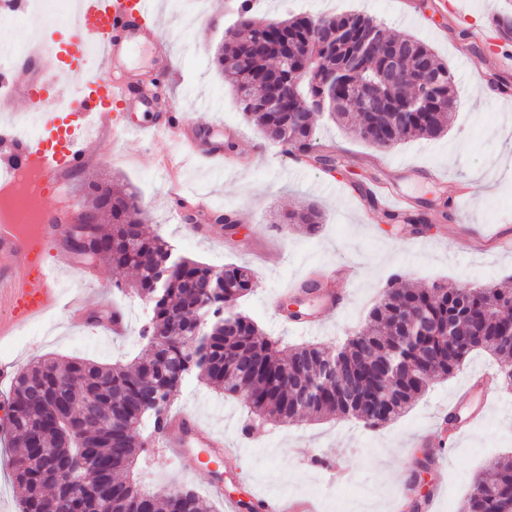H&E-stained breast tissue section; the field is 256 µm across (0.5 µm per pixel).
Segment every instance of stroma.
Listing matches in <instances>:
<instances>
[{
  "mask_svg": "<svg viewBox=\"0 0 512 512\" xmlns=\"http://www.w3.org/2000/svg\"><path fill=\"white\" fill-rule=\"evenodd\" d=\"M414 2L411 14L400 10L399 0H263L255 12L281 19L300 13L361 12L376 17L387 35L412 36L433 49L453 73L457 91L447 130L437 139L396 143L381 153L385 164L378 174L415 203L427 202L439 210L451 206L452 222L435 223L427 233L411 236L401 225L368 221L352 184L362 180L369 158L379 153L325 116L314 119L318 139L335 145L349 161L334 173L297 165L265 140L245 119L213 65L214 52L236 16L229 0H203L199 19L193 16L194 0H160L158 20L172 51L165 78L168 105L188 115L185 130L197 138L218 142L225 140L226 129L242 131L245 138L235 141L234 153L244 156V164L227 172L186 157L176 147L165 164L140 137L116 136L107 129L98 136L93 162L70 175L69 196L82 201L84 186L92 180L123 187L143 201L144 223L180 254L218 269L230 263L251 267L256 286L240 308L286 347L342 340L396 274L408 288L500 283L512 276V130L501 126L502 114L512 113V68L492 67L487 59L496 50L512 55V28L488 47L460 41L453 32L473 27L485 8L512 15V0H464L469 17L451 21L435 10L436 0ZM176 184L183 194L207 199L212 211H235L236 229L210 223L198 233L185 222L173 221L171 189ZM308 201L322 213L316 231L292 226L284 232L274 223L273 214H286ZM53 259L72 291L88 297L90 312L105 317L112 306L125 309V334L87 327L77 314L61 310L0 343V359L21 369L49 354L108 362L136 356L142 305L113 288L111 266L99 262L84 269L62 248ZM323 271L335 272L337 288L348 289L346 306L322 311L312 325L287 320L281 304L290 285ZM495 367L493 358L472 354L463 370L433 380L407 413L376 430L341 417L252 425L239 402L196 382L180 390L172 409L195 416L239 449L237 465L224 474L223 496L212 491L206 464L193 458L172 460L156 439L139 459L137 478L158 492L192 487L215 512H225L227 496L251 502L264 496L307 498L314 501L316 512H334L339 501L346 502L348 512H418V503L434 490L440 493L435 512H451L462 506L490 459H512V401L492 405L454 445L447 465L424 469L416 461L440 457L436 441L425 433L465 386L467 372ZM406 484L411 487L407 494L401 491Z\"/></svg>",
  "mask_w": 512,
  "mask_h": 512,
  "instance_id": "stroma-1",
  "label": "stroma"
}]
</instances>
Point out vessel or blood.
<instances>
[{"mask_svg":"<svg viewBox=\"0 0 512 512\" xmlns=\"http://www.w3.org/2000/svg\"><path fill=\"white\" fill-rule=\"evenodd\" d=\"M153 13V0H79L69 21V39L60 41L50 33L33 51L42 64V79L23 80L17 66L0 74V81L12 89L10 96L0 99V112L14 111L13 100L19 97L28 111L40 113L46 123L56 126L48 141L24 137L9 126L0 127V137L14 145L8 167L18 177H32L56 191L53 206L45 208L43 220L34 225L32 234L22 236L13 225H0V339L54 312L70 296L68 285L45 260L51 249L60 247L69 231L64 216L72 201L56 187L64 175L88 165L95 152L94 132L109 121L111 113L153 109L157 102V85L131 87L121 64L133 44L162 45ZM66 68L83 75L81 92L70 105L77 114L72 124L57 120L60 97L56 77ZM183 119L179 112H156L149 123L124 127L123 132L148 136L163 158L167 155V140ZM162 444L179 460L201 452L215 457L225 453L221 440L195 418L182 414L167 421ZM262 504L264 512H313L305 499L285 503L266 498Z\"/></svg>","mask_w":512,"mask_h":512,"instance_id":"vessel-or-blood-1","label":"vessel or blood"}]
</instances>
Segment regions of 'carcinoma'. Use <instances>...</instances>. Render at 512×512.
I'll list each match as a JSON object with an SVG mask.
<instances>
[{
  "mask_svg": "<svg viewBox=\"0 0 512 512\" xmlns=\"http://www.w3.org/2000/svg\"><path fill=\"white\" fill-rule=\"evenodd\" d=\"M332 28L347 30L349 38L336 40V57H314V38ZM373 34L387 44L402 41L414 47L407 70L424 61L445 76L426 94L425 107L399 124L392 123L387 108L417 94L406 79L394 88H377L367 112L355 115L344 108L356 85L380 82V47L362 49ZM285 47L293 59L280 71L277 61ZM214 64L232 85L246 118L290 155L312 151L316 113L383 149L385 137L396 143L442 135L447 113L457 104L448 66L428 45L409 36L387 37L374 18L363 14L266 20L244 6L227 29ZM272 89L279 92L285 111L263 108ZM295 112L308 114L307 125L288 127L289 114ZM97 190L96 181L85 185L82 208L111 219L112 231L91 225L98 247L79 256L89 265L110 261L114 288L126 287L124 270L137 272L132 293L145 309L138 331L143 347L129 364L50 357L17 374L4 437L14 449L9 466L21 495V512H209L210 506L190 487L161 495L119 478L145 452L144 434L162 429L174 396L194 381L242 399L248 414L272 423L339 415L376 428L404 414L433 379L455 374L475 351L493 357L498 371H512V318L501 315L512 306V285L476 287L463 297L448 286L405 288L397 275L341 345L305 343L284 353L238 309L253 291L249 266L231 264L216 270L177 256L168 241L140 224L135 194L112 192L107 204ZM384 218L419 234L418 225L432 223L435 215L411 210L387 212ZM321 220L312 204L284 218L310 228ZM404 302L424 311L436 328L434 335L421 336L399 352L394 315ZM175 320L183 332L180 338L171 336ZM200 325L206 329L201 356L188 347ZM336 363L357 388L351 401L329 386L330 365ZM82 472H97L100 480L82 484ZM463 512H512V463L499 462L490 476L476 477Z\"/></svg>",
  "mask_w": 512,
  "mask_h": 512,
  "instance_id": "obj_1",
  "label": "carcinoma"
}]
</instances>
